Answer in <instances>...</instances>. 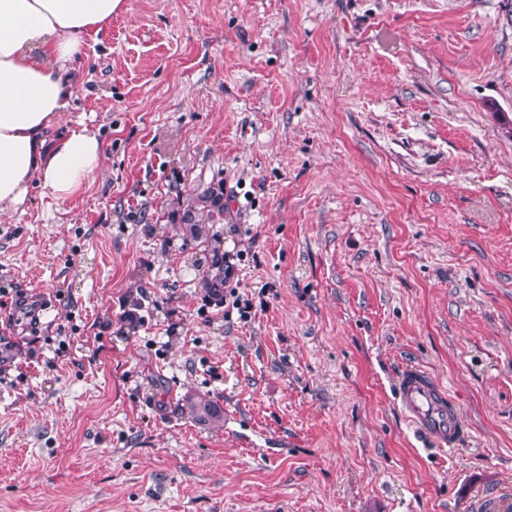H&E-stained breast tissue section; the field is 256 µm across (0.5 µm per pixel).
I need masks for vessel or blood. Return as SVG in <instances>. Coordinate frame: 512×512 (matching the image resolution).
Here are the masks:
<instances>
[{"label":"vessel or blood","instance_id":"vessel-or-blood-1","mask_svg":"<svg viewBox=\"0 0 512 512\" xmlns=\"http://www.w3.org/2000/svg\"><path fill=\"white\" fill-rule=\"evenodd\" d=\"M394 400L414 434L427 446L449 450L461 444L465 428L461 410L447 386L424 367L401 370ZM471 512H512V490L503 489L475 498Z\"/></svg>","mask_w":512,"mask_h":512}]
</instances>
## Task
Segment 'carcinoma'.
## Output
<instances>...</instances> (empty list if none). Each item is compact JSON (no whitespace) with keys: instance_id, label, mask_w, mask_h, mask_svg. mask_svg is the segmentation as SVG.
Here are the masks:
<instances>
[{"instance_id":"cac0c4a2","label":"carcinoma","mask_w":512,"mask_h":512,"mask_svg":"<svg viewBox=\"0 0 512 512\" xmlns=\"http://www.w3.org/2000/svg\"><path fill=\"white\" fill-rule=\"evenodd\" d=\"M171 223L181 225L183 234L191 239L207 235L216 224L224 223V184L213 183L185 196H177L171 203ZM224 279V264L215 260L202 278V287L210 288ZM189 412L196 418L215 426L224 422V413L209 399L191 397Z\"/></svg>"}]
</instances>
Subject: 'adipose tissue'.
<instances>
[{"label": "adipose tissue", "instance_id": "obj_1", "mask_svg": "<svg viewBox=\"0 0 512 512\" xmlns=\"http://www.w3.org/2000/svg\"><path fill=\"white\" fill-rule=\"evenodd\" d=\"M122 0H0V212L16 209L33 178L58 199L99 168L104 145L88 128L49 138L72 106L81 62Z\"/></svg>", "mask_w": 512, "mask_h": 512}]
</instances>
